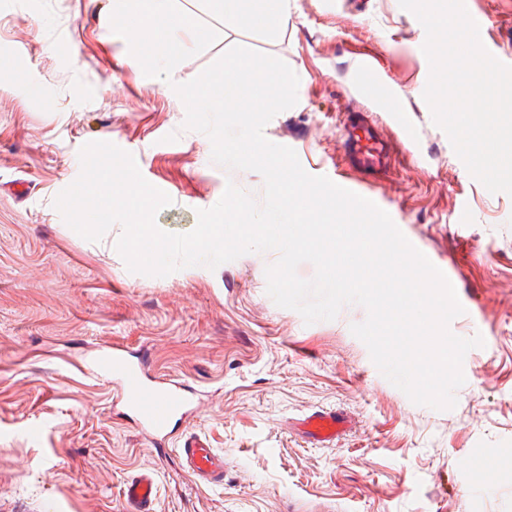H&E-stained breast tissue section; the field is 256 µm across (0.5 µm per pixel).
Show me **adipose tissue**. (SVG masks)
Listing matches in <instances>:
<instances>
[{
  "mask_svg": "<svg viewBox=\"0 0 512 512\" xmlns=\"http://www.w3.org/2000/svg\"><path fill=\"white\" fill-rule=\"evenodd\" d=\"M205 10L225 26L275 31L288 23L289 0H202Z\"/></svg>",
  "mask_w": 512,
  "mask_h": 512,
  "instance_id": "1",
  "label": "adipose tissue"
}]
</instances>
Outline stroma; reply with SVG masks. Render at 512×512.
<instances>
[{
  "label": "stroma",
  "instance_id": "obj_1",
  "mask_svg": "<svg viewBox=\"0 0 512 512\" xmlns=\"http://www.w3.org/2000/svg\"><path fill=\"white\" fill-rule=\"evenodd\" d=\"M482 43L512 65V0H467ZM285 29L219 30L171 80L146 77L113 33L109 0H0V512H123L120 490L157 473L152 512H512V196L471 177L423 98L426 33L398 0H290ZM243 46L298 75V102L264 128L295 150L310 175L372 198L410 243L457 286V336L467 352L454 409L414 404L377 369L350 327L366 310L344 306L305 324L267 294L277 251L165 277L130 272L114 224L97 242L54 206L81 172L79 151L106 141L131 153L171 205L166 232L195 229L227 183L262 200L263 176L211 161L212 145L184 129L173 83L197 77ZM405 93L415 144L397 140L391 169L371 179L339 153L338 118L364 110L358 58ZM119 343L157 378L190 384L204 405L188 429L224 454V484L195 486L171 422L154 450L116 389L82 372L83 355ZM339 414L336 440L299 427L315 410ZM38 436H30V429Z\"/></svg>",
  "mask_w": 512,
  "mask_h": 512
}]
</instances>
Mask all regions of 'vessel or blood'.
<instances>
[{
    "instance_id": "b4317fda",
    "label": "vessel or blood",
    "mask_w": 512,
    "mask_h": 512,
    "mask_svg": "<svg viewBox=\"0 0 512 512\" xmlns=\"http://www.w3.org/2000/svg\"><path fill=\"white\" fill-rule=\"evenodd\" d=\"M363 87L375 99L389 94L390 88L376 66L361 61ZM398 129L406 141H413V127L406 113H392L389 124H382L371 113L347 112L341 122L339 149L343 160L362 173L373 175L387 170L394 161L391 129ZM83 371L106 379L119 390L121 403L135 416L141 432L158 440L171 420L194 419L203 399L192 386L152 379L142 365L128 361L122 345L113 343L98 347L95 354L84 358ZM309 436L317 442L335 439L344 425L333 411H315L305 416ZM182 469L194 484L208 489L224 483V455L210 448L196 433H188L178 450ZM124 512H151L156 496V474L146 469L128 480L121 491Z\"/></svg>"
}]
</instances>
